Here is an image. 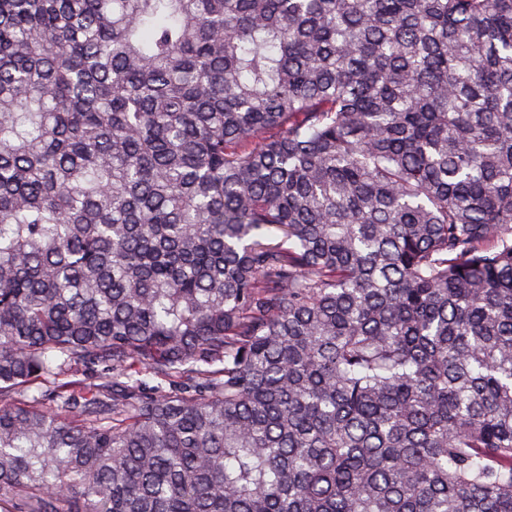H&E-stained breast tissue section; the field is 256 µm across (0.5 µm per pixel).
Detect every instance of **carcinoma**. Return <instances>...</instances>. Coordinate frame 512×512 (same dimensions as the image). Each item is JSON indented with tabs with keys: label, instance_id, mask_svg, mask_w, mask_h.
Here are the masks:
<instances>
[{
	"label": "carcinoma",
	"instance_id": "cac0c4a2",
	"mask_svg": "<svg viewBox=\"0 0 512 512\" xmlns=\"http://www.w3.org/2000/svg\"><path fill=\"white\" fill-rule=\"evenodd\" d=\"M0 512H512V0H0Z\"/></svg>",
	"mask_w": 512,
	"mask_h": 512
}]
</instances>
